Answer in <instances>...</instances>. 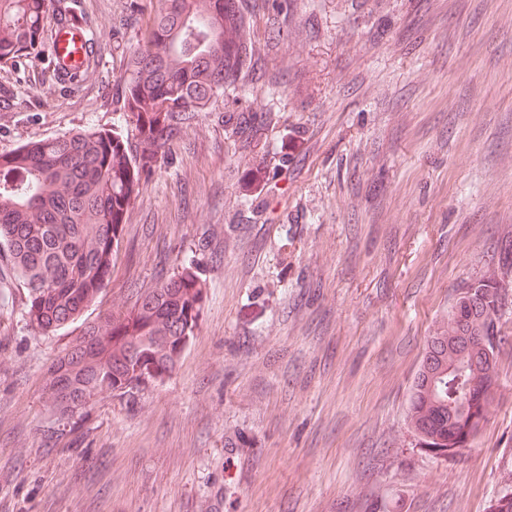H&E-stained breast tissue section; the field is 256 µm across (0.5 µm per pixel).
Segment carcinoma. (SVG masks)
I'll return each mask as SVG.
<instances>
[{
	"label": "carcinoma",
	"instance_id": "carcinoma-1",
	"mask_svg": "<svg viewBox=\"0 0 512 512\" xmlns=\"http://www.w3.org/2000/svg\"><path fill=\"white\" fill-rule=\"evenodd\" d=\"M81 23L75 0H0V62L41 54L49 12ZM273 50L256 41L242 0H154L141 45L126 59L121 119L134 132L74 131L0 152V246L26 288L29 322L48 334L102 300L141 175L178 126L235 86ZM512 283L491 268L457 290L428 337L410 392L417 442L440 455L468 447L500 385L501 319ZM203 282L193 263L136 291L123 312L82 323L45 383L59 428L110 394L126 404L163 381L195 337Z\"/></svg>",
	"mask_w": 512,
	"mask_h": 512
}]
</instances>
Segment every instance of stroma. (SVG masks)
Returning a JSON list of instances; mask_svg holds the SVG:
<instances>
[{
  "label": "stroma",
  "instance_id": "obj_1",
  "mask_svg": "<svg viewBox=\"0 0 512 512\" xmlns=\"http://www.w3.org/2000/svg\"><path fill=\"white\" fill-rule=\"evenodd\" d=\"M245 4L276 54L166 144L84 313L195 262L204 307L172 375L47 440L46 372L81 326H30L0 249V512H491L512 491V304L471 447L421 448L407 414L457 289L512 271V0ZM82 7L79 83L45 54L0 63V152L117 129L149 0ZM244 112L269 121L247 146Z\"/></svg>",
  "mask_w": 512,
  "mask_h": 512
}]
</instances>
